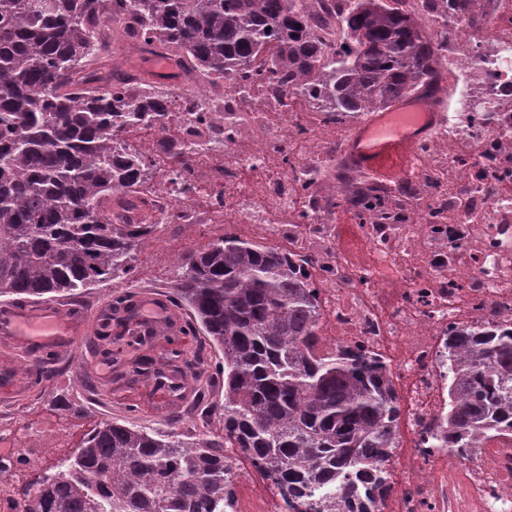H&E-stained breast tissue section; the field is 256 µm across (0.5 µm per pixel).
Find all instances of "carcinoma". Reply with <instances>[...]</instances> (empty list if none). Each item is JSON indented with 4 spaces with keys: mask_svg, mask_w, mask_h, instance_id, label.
Listing matches in <instances>:
<instances>
[{
    "mask_svg": "<svg viewBox=\"0 0 512 512\" xmlns=\"http://www.w3.org/2000/svg\"><path fill=\"white\" fill-rule=\"evenodd\" d=\"M109 0H0V297L75 294L131 281L155 224H115L111 195L141 185L146 160L124 135L160 98L99 86L98 30ZM344 45L321 65L295 0H128L138 39L163 42L205 77L309 81L340 116L384 108L429 83L436 53L418 19L386 0H346ZM190 169V154L163 159ZM176 303L217 353L224 437L158 434L105 421L55 477L20 492V512H212L224 501V449L262 461L301 496L336 483L341 512H372L375 473L397 445L400 398L358 345L316 350L315 277L286 250L219 236L175 262ZM125 365L147 362L144 336ZM512 435V329L448 326V403L434 448L466 455Z\"/></svg>",
    "mask_w": 512,
    "mask_h": 512,
    "instance_id": "carcinoma-1",
    "label": "carcinoma"
}]
</instances>
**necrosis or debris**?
<instances>
[{"mask_svg": "<svg viewBox=\"0 0 512 512\" xmlns=\"http://www.w3.org/2000/svg\"><path fill=\"white\" fill-rule=\"evenodd\" d=\"M411 6L437 49L439 75L448 78V106L406 186L376 185L339 168V149L362 116L324 117L314 126L307 86L241 87L229 78L202 85L183 64L174 81L159 85L179 117L178 139L154 135L146 153L189 148L195 162L186 178L170 172L145 193L123 194L130 207L119 221L157 225L160 239L184 243L235 235L249 224L287 243L312 262L329 308L318 350L364 344L407 386L399 451L383 465L390 487L376 496V512H447L452 498L477 512H512V436L488 440L463 480L448 476L444 491L427 470L440 453L426 444L448 392V326L512 328V0H485L478 21L449 12L446 0ZM228 127L234 140L224 138ZM247 170L258 174L253 183L243 179ZM340 196L371 204L352 230L373 262L342 249ZM63 433L54 421L0 419V475L27 476ZM235 455L224 451V512H309L312 500H336L328 489L289 494L273 473L254 486L248 474L258 464L241 470Z\"/></svg>", "mask_w": 512, "mask_h": 512, "instance_id": "4bbe7bcc", "label": "necrosis or debris"}]
</instances>
